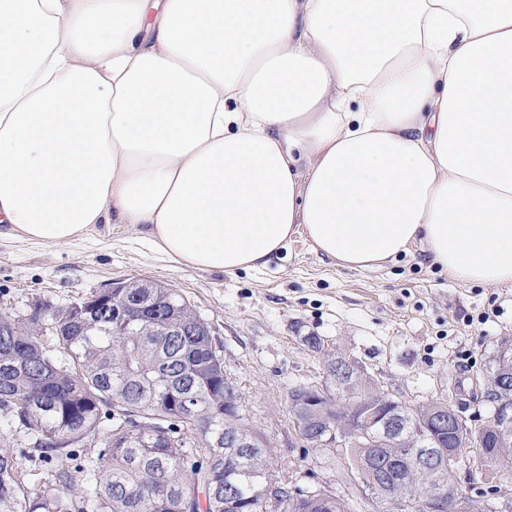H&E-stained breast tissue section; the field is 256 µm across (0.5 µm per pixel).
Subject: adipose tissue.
Listing matches in <instances>:
<instances>
[{"label": "adipose tissue", "mask_w": 512, "mask_h": 512, "mask_svg": "<svg viewBox=\"0 0 512 512\" xmlns=\"http://www.w3.org/2000/svg\"><path fill=\"white\" fill-rule=\"evenodd\" d=\"M0 218L512 284V0H0Z\"/></svg>", "instance_id": "obj_1"}]
</instances>
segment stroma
I'll return each mask as SVG.
<instances>
[{"label": "stroma", "instance_id": "stroma-1", "mask_svg": "<svg viewBox=\"0 0 512 512\" xmlns=\"http://www.w3.org/2000/svg\"><path fill=\"white\" fill-rule=\"evenodd\" d=\"M130 278L170 285L188 300L224 356L241 413L268 440L274 468L305 489L330 484L348 512L375 505L346 457L298 437L289 388L321 384L328 358L344 355L390 398L409 407L445 401L480 424L493 413L487 375L512 344V284L451 281L417 243L396 262L350 270L299 233L266 267L226 273L178 265L138 224H96L59 243L0 235L2 313H26L38 301L62 307Z\"/></svg>", "mask_w": 512, "mask_h": 512}]
</instances>
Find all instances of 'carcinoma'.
Listing matches in <instances>:
<instances>
[{
    "mask_svg": "<svg viewBox=\"0 0 512 512\" xmlns=\"http://www.w3.org/2000/svg\"><path fill=\"white\" fill-rule=\"evenodd\" d=\"M115 289L145 320L176 321L184 335L169 336L153 324L123 326L112 316L84 312L83 300L68 307L42 302L48 321L71 309L56 336L12 324L0 313V412L38 451L40 477L0 453V512H254L266 480L275 477L267 440L232 414L252 448L224 447V359L191 304L166 284L140 279ZM192 388L193 409L169 407ZM454 454L448 473L474 448L496 474L512 477V445L493 432L441 439ZM347 457L377 491L403 498L424 489L406 475L397 448L353 445ZM236 498L224 499V486ZM312 508L309 490L286 491L284 512H347L324 486Z\"/></svg>",
    "mask_w": 512,
    "mask_h": 512,
    "instance_id": "obj_1",
    "label": "carcinoma"
}]
</instances>
